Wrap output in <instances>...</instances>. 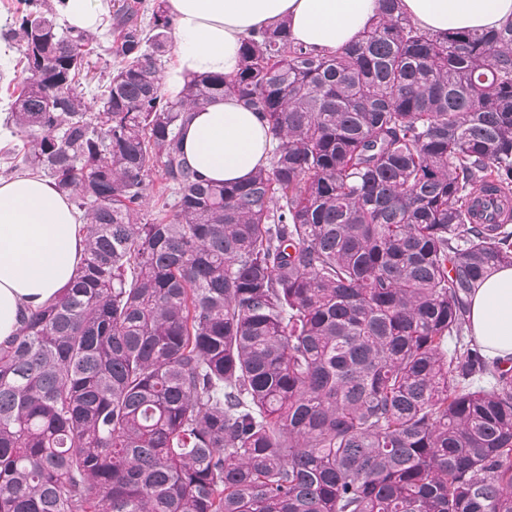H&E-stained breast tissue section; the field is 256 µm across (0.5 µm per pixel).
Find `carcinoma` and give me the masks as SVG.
<instances>
[{"mask_svg": "<svg viewBox=\"0 0 512 512\" xmlns=\"http://www.w3.org/2000/svg\"><path fill=\"white\" fill-rule=\"evenodd\" d=\"M399 2L333 55L268 27L171 100L166 0L113 12L90 96L97 39L20 0L5 156L87 223L0 344V512H512V366L466 339L512 266V22L434 34ZM228 95L273 149L214 184L181 130Z\"/></svg>", "mask_w": 512, "mask_h": 512, "instance_id": "obj_1", "label": "carcinoma"}]
</instances>
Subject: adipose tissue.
Returning <instances> with one entry per match:
<instances>
[{"label":"adipose tissue","mask_w":512,"mask_h":512,"mask_svg":"<svg viewBox=\"0 0 512 512\" xmlns=\"http://www.w3.org/2000/svg\"><path fill=\"white\" fill-rule=\"evenodd\" d=\"M177 26L173 62L161 85L178 98L192 76L235 74L251 31L284 21L290 39L324 53L357 41L378 0H168ZM403 12L434 33L487 29L512 20V0H401ZM188 164L204 179L246 180L267 165L271 140L259 115L234 97L196 111L182 130ZM85 218L50 179L0 177V343L15 335L19 314L56 297L83 256ZM469 330L492 360L512 359V266L498 268L475 289Z\"/></svg>","instance_id":"obj_1"}]
</instances>
